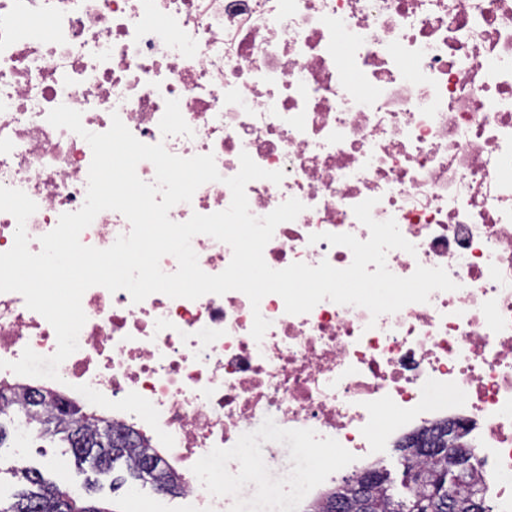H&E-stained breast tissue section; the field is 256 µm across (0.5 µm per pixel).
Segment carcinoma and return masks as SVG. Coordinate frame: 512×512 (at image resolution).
Here are the masks:
<instances>
[{"label": "carcinoma", "mask_w": 512, "mask_h": 512, "mask_svg": "<svg viewBox=\"0 0 512 512\" xmlns=\"http://www.w3.org/2000/svg\"><path fill=\"white\" fill-rule=\"evenodd\" d=\"M71 416L74 431L58 429L53 426L55 413ZM23 414L35 425L40 440H57L67 448L75 447L74 436H79L85 448L96 449L95 454H74L76 462L87 464L98 472H108L115 464L124 466L133 481L142 479L144 464L151 461L161 462L155 453L142 450L143 440L130 432L117 444H112V459L103 460L104 453L99 451L102 443L100 416L94 411H86L76 403H66L57 395L33 402V391L26 388L21 393L10 387H0V448L4 447L9 434L3 420L14 419L16 414ZM402 448H432L434 452L419 454L412 460L411 468L416 471L417 480L404 498H397L390 486L376 478L370 493L364 497L346 496V512H448V493L456 495L455 512H491L484 504V496L476 477V458L470 456L469 467L457 475V482H452L448 471L451 463L448 459V425L437 424L422 431L402 444ZM20 487L12 498L0 499V512H38L36 505L45 507L44 512H108L70 490L46 480L42 473L30 466H19L9 470Z\"/></svg>", "instance_id": "carcinoma-1"}]
</instances>
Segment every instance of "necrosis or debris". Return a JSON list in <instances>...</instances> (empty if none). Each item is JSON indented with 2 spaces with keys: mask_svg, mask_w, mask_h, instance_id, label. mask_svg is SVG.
<instances>
[{
  "mask_svg": "<svg viewBox=\"0 0 512 512\" xmlns=\"http://www.w3.org/2000/svg\"><path fill=\"white\" fill-rule=\"evenodd\" d=\"M62 104L92 133L116 114L143 143L213 154L221 181L175 205L178 223L229 206L241 153L283 172L246 187L257 217L305 206L266 245L273 269L347 268L350 249L309 237L367 240L353 208L372 198L416 248L389 251L388 269L442 267L458 288L375 318L327 299L292 315L275 294L256 309L239 291L136 304L94 286L58 379L0 369V384L133 427L182 476L185 512H241L264 479L281 502L319 498L337 469L363 473L441 417L478 427L469 448L512 512V0H0V186L37 204L35 253L86 198L92 150L47 120ZM130 229L108 210L80 241L105 249ZM27 347L52 355L55 331L0 293V360ZM320 448L335 454L317 465Z\"/></svg>",
  "mask_w": 512,
  "mask_h": 512,
  "instance_id": "1",
  "label": "necrosis or debris"
}]
</instances>
